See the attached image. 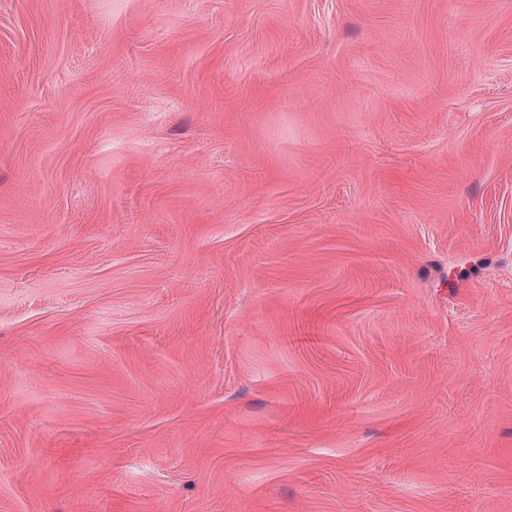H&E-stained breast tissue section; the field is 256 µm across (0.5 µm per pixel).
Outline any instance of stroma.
I'll return each instance as SVG.
<instances>
[{
    "label": "stroma",
    "mask_w": 512,
    "mask_h": 512,
    "mask_svg": "<svg viewBox=\"0 0 512 512\" xmlns=\"http://www.w3.org/2000/svg\"><path fill=\"white\" fill-rule=\"evenodd\" d=\"M0 512H512V0H0Z\"/></svg>",
    "instance_id": "1"
}]
</instances>
